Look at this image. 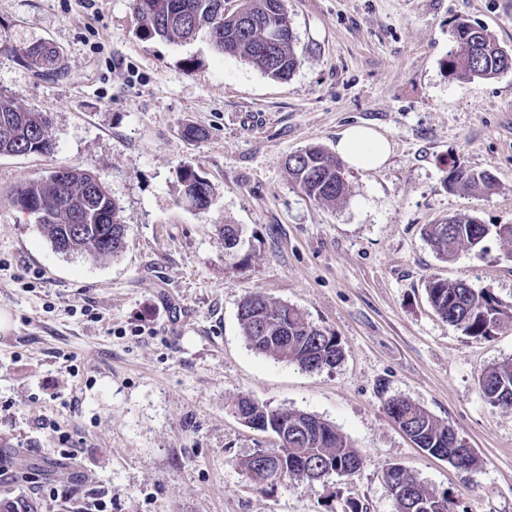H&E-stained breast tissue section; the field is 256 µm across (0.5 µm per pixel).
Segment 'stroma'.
Here are the masks:
<instances>
[{
	"mask_svg": "<svg viewBox=\"0 0 512 512\" xmlns=\"http://www.w3.org/2000/svg\"><path fill=\"white\" fill-rule=\"evenodd\" d=\"M288 15L298 66L280 81L202 38L141 39L130 0H0V92L50 114L56 145L0 155V499L36 512L95 497L112 512H396L383 472L397 464L468 512H512V409L478 387L512 359V330L464 335L425 291L437 275L512 302V242L445 262L424 234L456 214L512 224V71L468 81L447 66L462 21L512 53V0H288ZM38 42L60 51V72L15 56ZM355 123L387 136V163L347 169L337 204L306 197L288 156L332 148ZM453 159L491 173L493 193L449 190ZM65 165L105 180L126 226L120 257L57 253L13 205L19 184ZM186 167L210 184L208 210L180 201ZM224 222L243 230L229 262ZM251 293L335 333L342 359L306 371L256 353L237 318ZM242 395L330 422L363 467L256 485L234 462L277 442L232 413ZM394 397L452 426L477 468L418 448L384 409ZM29 462L39 477L17 481Z\"/></svg>",
	"mask_w": 512,
	"mask_h": 512,
	"instance_id": "1",
	"label": "stroma"
}]
</instances>
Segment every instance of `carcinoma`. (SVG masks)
<instances>
[{
  "mask_svg": "<svg viewBox=\"0 0 512 512\" xmlns=\"http://www.w3.org/2000/svg\"><path fill=\"white\" fill-rule=\"evenodd\" d=\"M139 34L145 39L183 43L203 36L220 55L245 61L273 80H285L297 66L296 36L288 17L287 0H238L233 9L224 0H132ZM277 27L284 35L277 54L262 51L266 29ZM455 48L448 52V70L462 79L492 78L512 69L494 37L480 25L466 22L455 30ZM11 52L40 71L60 69L59 52L41 42ZM50 124L44 112L21 109L15 99L0 94V155L49 154L52 141L44 134ZM288 174L304 194L316 201L334 204L346 198L348 184L342 162L321 147H309L288 157ZM448 186L474 194H489L494 178L453 161ZM211 186L191 168L182 170L180 197L197 210L211 205ZM19 210L32 206L39 213V226L52 248L64 255L85 254L93 259L117 258L124 250L125 224L100 176L75 167L58 174L52 171L28 180L14 191ZM490 228L467 215L451 216L428 225L427 241L443 260L461 250L482 252ZM224 239V257L233 258L234 240L241 229L236 224L219 225ZM427 298L435 312L466 336L491 338L496 331L512 327V302L490 291H477L462 280L450 282L431 276L425 282ZM238 321L249 347L276 361L293 363L308 371L331 367L343 356L337 337L314 325L300 309L269 300L260 294L245 297L238 307ZM484 400L492 407L512 408V360L494 364L478 378ZM389 417L400 421L411 441L434 457H447L459 470H473L478 459L470 448H454L455 429L440 423L427 409L403 398L385 402ZM232 411L251 426L261 423L277 433L279 423L288 425V446L259 448L236 461L235 467L260 486L267 485V468L256 455L271 453L284 470V479L310 483L333 473L355 476L363 465L358 451L335 426L314 415L268 405L243 395ZM385 482L397 512H467L461 501L428 489L414 475L396 479L395 467L384 472Z\"/></svg>",
  "mask_w": 512,
  "mask_h": 512,
  "instance_id": "carcinoma-1",
  "label": "carcinoma"
}]
</instances>
